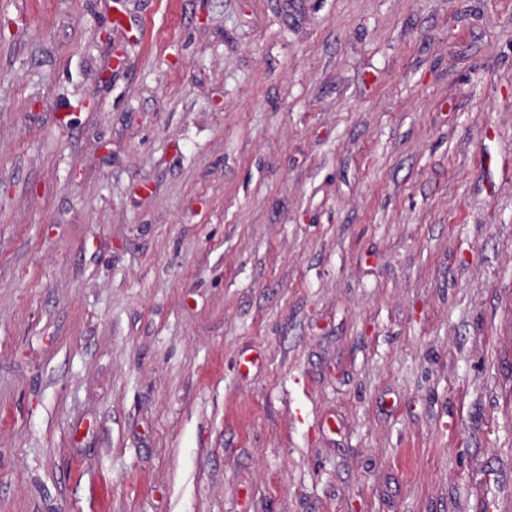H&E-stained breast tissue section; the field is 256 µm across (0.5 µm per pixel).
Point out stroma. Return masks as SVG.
<instances>
[{"label":"stroma","mask_w":512,"mask_h":512,"mask_svg":"<svg viewBox=\"0 0 512 512\" xmlns=\"http://www.w3.org/2000/svg\"><path fill=\"white\" fill-rule=\"evenodd\" d=\"M0 512H512V0H0Z\"/></svg>","instance_id":"35a3bbf8"}]
</instances>
